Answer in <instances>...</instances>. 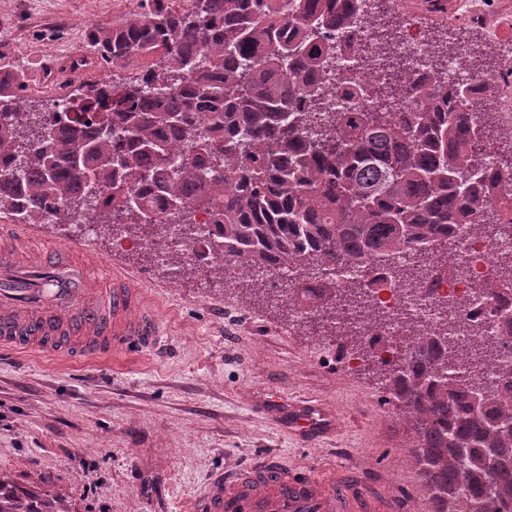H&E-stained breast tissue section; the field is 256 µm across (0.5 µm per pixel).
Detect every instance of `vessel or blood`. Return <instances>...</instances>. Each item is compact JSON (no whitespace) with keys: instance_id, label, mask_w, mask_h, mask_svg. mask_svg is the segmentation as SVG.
<instances>
[{"instance_id":"b4317fda","label":"vessel or blood","mask_w":512,"mask_h":512,"mask_svg":"<svg viewBox=\"0 0 512 512\" xmlns=\"http://www.w3.org/2000/svg\"><path fill=\"white\" fill-rule=\"evenodd\" d=\"M25 224L0 226V348L93 359L160 347L165 333L133 279L106 270L90 283L61 251L20 255L12 238ZM356 480L336 482L304 467L265 459L247 469L217 472L191 501V512H370Z\"/></svg>"}]
</instances>
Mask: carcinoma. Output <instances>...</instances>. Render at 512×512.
Returning a JSON list of instances; mask_svg holds the SVG:
<instances>
[{
	"label": "carcinoma",
	"mask_w": 512,
	"mask_h": 512,
	"mask_svg": "<svg viewBox=\"0 0 512 512\" xmlns=\"http://www.w3.org/2000/svg\"><path fill=\"white\" fill-rule=\"evenodd\" d=\"M179 2L141 0L140 11L89 31L83 68L158 62L112 83L107 111L95 83L54 101L50 150L30 144L18 175V141L37 114L0 68V212L16 224H103L153 255L183 254L186 274L222 279L233 266L254 282L252 267L295 266L291 295L272 287L267 299L296 307L309 298L315 333L344 337L376 374L413 434L432 512H512L509 341L455 340L465 322L450 302L433 324L400 317L399 365L376 358L360 331L388 320L369 288L376 266L422 285L448 268L451 225L486 235L482 213L512 177V156L477 123L464 87L414 78L391 50L387 0L371 28L377 67L359 48L339 85L372 105L340 111L315 86L336 36L355 43L362 0ZM200 212L215 229L205 252L194 248ZM402 251L412 262L392 265ZM339 264L365 278L336 283ZM509 282L512 258L472 288ZM0 512L40 510L0 493Z\"/></svg>",
	"instance_id": "cac0c4a2"
}]
</instances>
